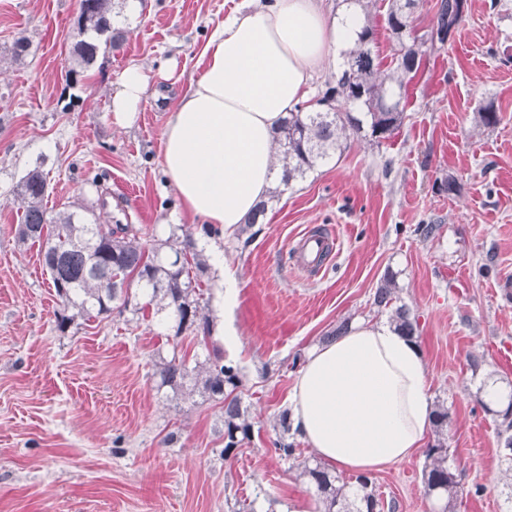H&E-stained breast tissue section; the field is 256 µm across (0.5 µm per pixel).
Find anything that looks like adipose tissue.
Listing matches in <instances>:
<instances>
[{
  "instance_id": "adipose-tissue-1",
  "label": "adipose tissue",
  "mask_w": 512,
  "mask_h": 512,
  "mask_svg": "<svg viewBox=\"0 0 512 512\" xmlns=\"http://www.w3.org/2000/svg\"><path fill=\"white\" fill-rule=\"evenodd\" d=\"M361 26L360 14H329L321 0H245L215 26L162 134L163 172L185 213L236 233L276 182L281 121L307 100L313 73L354 48ZM146 91L142 69H127L112 92L116 124L134 122ZM291 404L322 462L356 473L410 458L434 413L419 343L384 321L314 348Z\"/></svg>"
}]
</instances>
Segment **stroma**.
Listing matches in <instances>:
<instances>
[{
    "label": "stroma",
    "instance_id": "1",
    "mask_svg": "<svg viewBox=\"0 0 512 512\" xmlns=\"http://www.w3.org/2000/svg\"><path fill=\"white\" fill-rule=\"evenodd\" d=\"M241 2L138 0L121 47L99 57L75 96L64 74L78 0H0V512H234L244 500L253 512H314L301 465L275 451L276 423L313 346L342 322L390 318L373 304L389 277L417 321L430 397L448 409L457 512H507L501 419L477 384L491 376L512 394L502 361L512 349V0H467L452 42L427 52L410 82L394 138L348 140L262 223L221 241L239 283L233 362L253 425L231 458L220 402L178 404L155 388L158 359L205 356L198 340L168 337L157 318L129 310L57 329L38 249L17 239L18 180L42 164L48 208L81 205L100 223L134 225L148 250L166 239L180 205L162 133L212 29ZM21 36L32 49L16 61ZM132 65L148 88L136 120L120 126L111 95ZM489 101L500 117L492 128L478 114ZM449 179L457 194L442 191ZM313 227L339 243L316 277L294 257ZM424 462L419 451L371 473L397 512H443L425 494Z\"/></svg>",
    "mask_w": 512,
    "mask_h": 512
}]
</instances>
